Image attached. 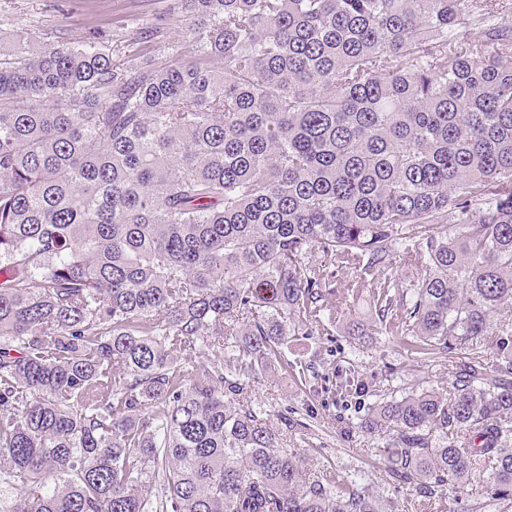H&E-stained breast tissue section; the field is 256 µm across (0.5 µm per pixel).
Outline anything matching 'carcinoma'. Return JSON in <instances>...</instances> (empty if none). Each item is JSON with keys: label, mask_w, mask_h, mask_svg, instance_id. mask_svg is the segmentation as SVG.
<instances>
[{"label": "carcinoma", "mask_w": 512, "mask_h": 512, "mask_svg": "<svg viewBox=\"0 0 512 512\" xmlns=\"http://www.w3.org/2000/svg\"><path fill=\"white\" fill-rule=\"evenodd\" d=\"M184 2L176 60L158 23L0 34V512H378L249 395L333 335L314 253L383 280L417 352H469L370 405L391 475L511 498L512 0ZM168 29V37L165 39V46H166V54L164 58L167 59H177L180 57V54L182 51H185L184 44L186 41H188V33L187 29L184 26V24H180V22L173 23Z\"/></svg>", "instance_id": "1"}]
</instances>
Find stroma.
<instances>
[{"mask_svg": "<svg viewBox=\"0 0 512 512\" xmlns=\"http://www.w3.org/2000/svg\"><path fill=\"white\" fill-rule=\"evenodd\" d=\"M175 0H0V32L9 34L37 28L47 33L48 43L57 35L75 39L91 28L119 35L131 27L167 18ZM329 282L337 295L346 296L351 270L328 267ZM345 309L339 310L334 341L325 337H290L280 360L272 362L265 379L252 389L253 399L278 410L295 412L300 426L285 429L289 447L300 449L310 460L323 463L336 480L359 474L381 512H481L486 499L483 487L464 490L447 487L438 497H420L412 486L394 480L387 470L383 445L390 430L372 434L365 430L367 408L373 391L436 389L447 392L455 369L450 359L429 357L411 350L403 337L375 329L360 344H353L345 333L353 319L373 322L370 291L346 296ZM354 364L370 391L359 397L349 410H340L327 393L302 383L301 367L315 366L325 379L335 378L347 364ZM395 368L387 376V368Z\"/></svg>", "mask_w": 512, "mask_h": 512, "instance_id": "stroma-1", "label": "stroma"}]
</instances>
